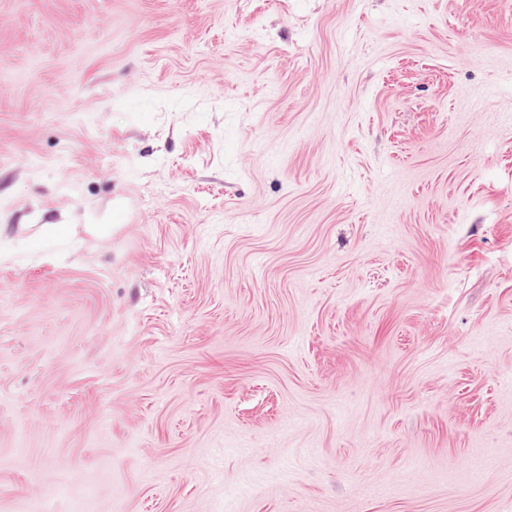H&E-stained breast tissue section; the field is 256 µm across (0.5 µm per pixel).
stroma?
Returning a JSON list of instances; mask_svg holds the SVG:
<instances>
[{
  "label": "stroma",
  "mask_w": 512,
  "mask_h": 512,
  "mask_svg": "<svg viewBox=\"0 0 512 512\" xmlns=\"http://www.w3.org/2000/svg\"><path fill=\"white\" fill-rule=\"evenodd\" d=\"M0 248V512H512V0H0ZM43 236L39 245H50L64 241H77L81 233L89 236H103L110 231L100 224H44ZM79 226H83L82 229Z\"/></svg>",
  "instance_id": "stroma-1"
}]
</instances>
